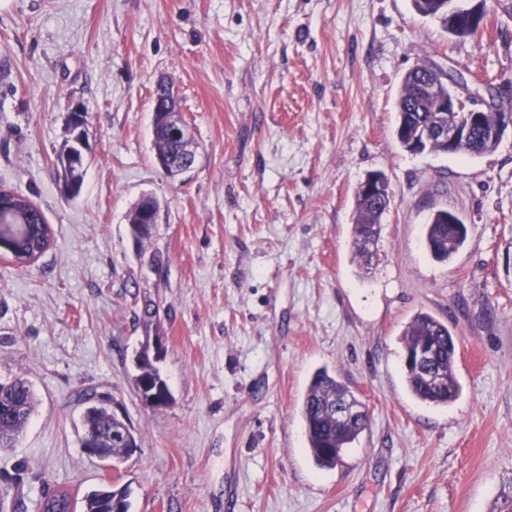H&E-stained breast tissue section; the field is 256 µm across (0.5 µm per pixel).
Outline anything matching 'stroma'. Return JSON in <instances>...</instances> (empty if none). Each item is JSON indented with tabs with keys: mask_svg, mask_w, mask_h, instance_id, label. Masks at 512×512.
Instances as JSON below:
<instances>
[{
	"mask_svg": "<svg viewBox=\"0 0 512 512\" xmlns=\"http://www.w3.org/2000/svg\"><path fill=\"white\" fill-rule=\"evenodd\" d=\"M425 61L472 87L512 79V16L452 40L410 0H0V187L53 231L24 267L0 255V382L38 397L0 476L27 512L47 488L79 499L107 479L130 512H490L512 476V134L479 155L405 151L398 91ZM162 78L198 151L174 178L154 161ZM77 106L88 166L71 198L56 163ZM372 171L393 197L362 274L351 227ZM147 195L157 234L140 246L129 216ZM438 209L468 227L446 262L423 238ZM147 299L161 408L134 382ZM420 311L456 339L445 407L404 383L400 335ZM322 367L370 414L330 470L300 414ZM87 388L140 436L111 472L81 446Z\"/></svg>",
	"mask_w": 512,
	"mask_h": 512,
	"instance_id": "35a3bbf8",
	"label": "stroma"
}]
</instances>
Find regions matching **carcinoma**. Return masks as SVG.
<instances>
[{"mask_svg": "<svg viewBox=\"0 0 512 512\" xmlns=\"http://www.w3.org/2000/svg\"><path fill=\"white\" fill-rule=\"evenodd\" d=\"M413 11L421 16L430 15L438 20L443 29L455 24L448 16V0H411ZM426 71L416 66L402 80L398 99V123L396 137L405 151H410L413 132L419 124L427 122L433 115L434 100L417 93L418 84ZM178 111L174 94L155 90L153 95V149L155 163L174 161L181 156H195L194 137L185 143L169 138L164 115ZM497 143H490L480 132L459 143L457 151L481 154L494 149ZM78 149L74 145L65 147L58 156L61 171L58 179L63 188L70 190L68 196L80 194L85 170L78 168L84 164L74 157ZM14 204L10 209L0 210V234H9L24 244L23 252L16 256L20 263L40 257L50 246L52 232L41 209L28 197L13 194ZM153 199H143L134 209L130 218V234L138 244L149 242L156 235L157 225L143 223L144 214L149 211ZM384 204L356 192V209L352 238L354 260L359 266L371 263L372 255L367 244L377 241L381 233V217ZM468 235L467 225L448 223V211L434 212L425 225V245L432 257L440 261L448 260L463 245ZM159 306L156 302H143L141 321L145 330L157 326ZM402 353L414 351L421 346L433 350V356L419 366H402L408 392L417 400L435 406H446L457 394L454 360L455 339L448 325L433 315L420 311L406 324L401 333ZM138 389L155 395L154 406L168 405L169 392L165 379L159 370L150 365L140 367L135 378ZM79 399L89 404L83 414L84 432L91 435L101 447L112 449V457L118 461L128 459L139 447V436L134 427L125 420L118 419L112 410L114 399L110 393L95 389L86 390ZM343 399L357 402L350 391L325 369L314 373L304 396L301 414L305 424L308 450L315 463L323 469L336 467L343 450L353 444L369 428V416L356 418L346 423L336 419V403ZM37 398L32 385L21 377L0 383V448H11L18 441L36 409ZM76 501L65 490L45 493L41 512H75ZM82 512H129L130 504L125 488L103 483L89 491L81 501ZM0 512H24V500L14 493V486L0 488ZM491 512H512V477L504 482Z\"/></svg>", "mask_w": 512, "mask_h": 512, "instance_id": "obj_1", "label": "carcinoma"}]
</instances>
